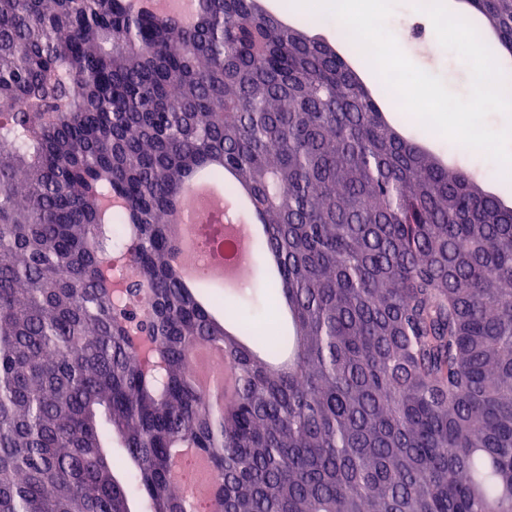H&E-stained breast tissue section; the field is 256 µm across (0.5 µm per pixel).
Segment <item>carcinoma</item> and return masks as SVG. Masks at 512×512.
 <instances>
[{
    "instance_id": "carcinoma-1",
    "label": "carcinoma",
    "mask_w": 512,
    "mask_h": 512,
    "mask_svg": "<svg viewBox=\"0 0 512 512\" xmlns=\"http://www.w3.org/2000/svg\"><path fill=\"white\" fill-rule=\"evenodd\" d=\"M464 2L512 57V0ZM206 163L267 230L203 304ZM177 448L208 512H512V207L258 0H0V512H188Z\"/></svg>"
}]
</instances>
